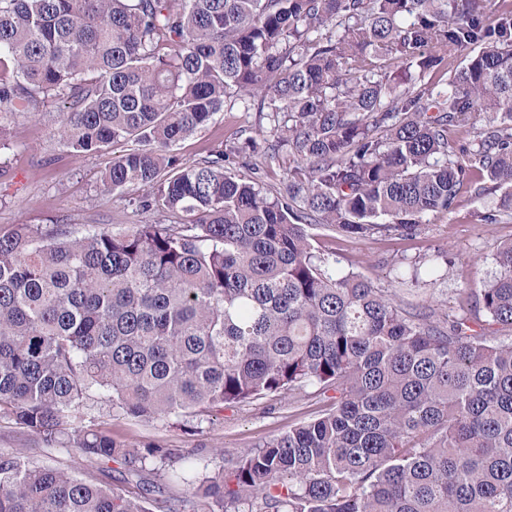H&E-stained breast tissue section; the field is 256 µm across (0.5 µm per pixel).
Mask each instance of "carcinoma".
Returning a JSON list of instances; mask_svg holds the SVG:
<instances>
[{
  "label": "carcinoma",
  "instance_id": "obj_1",
  "mask_svg": "<svg viewBox=\"0 0 512 512\" xmlns=\"http://www.w3.org/2000/svg\"><path fill=\"white\" fill-rule=\"evenodd\" d=\"M497 0H0V148L18 112H61L74 153L113 158L137 224L70 237L0 231V415L86 456L78 476L0 455V512H512V241L471 289L486 317L406 310L313 252L310 229L415 233L473 175L512 215V16ZM443 83L398 89L405 71ZM233 97L283 115L292 156L270 195L224 169L235 147L173 153ZM471 125L455 145L448 130ZM302 206H297V202ZM309 386L315 418L209 476L180 448L64 431L106 394L120 415L201 428L215 414ZM132 489L108 486V464ZM182 482L155 495L143 475Z\"/></svg>",
  "mask_w": 512,
  "mask_h": 512
}]
</instances>
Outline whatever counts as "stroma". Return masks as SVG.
<instances>
[{
  "label": "stroma",
  "instance_id": "obj_1",
  "mask_svg": "<svg viewBox=\"0 0 512 512\" xmlns=\"http://www.w3.org/2000/svg\"><path fill=\"white\" fill-rule=\"evenodd\" d=\"M58 113L20 112L9 128L6 149L0 150V229L18 224H61L75 236L105 228L126 231L134 225L168 223L169 218L145 213L137 206V190L123 194L102 191L101 180L123 145L77 156L58 139ZM275 121L268 112H257L252 102L239 100L218 113L205 128L179 142L175 152L185 164H194L224 149L228 143L242 148L230 172L277 191L288 170L286 151L268 155L247 148L248 139L276 136ZM497 192L475 196L462 188L452 212L428 214L415 235L376 234L351 239L317 228L312 246L339 272H356L385 289L404 306L437 302L446 312L478 320L469 287L492 278L497 270L500 245L512 240V215L497 210ZM494 222H487V215ZM451 258L448 273L438 281L403 282L400 273L408 264L437 254ZM325 407L320 398L305 391L292 396L267 397L227 410L203 423L201 430H184L170 422L138 421L117 415L104 399L86 401L77 411L76 425L107 428L132 448L156 441L182 448L197 458L207 473L224 468L227 459L254 448L259 442L308 421ZM0 453L31 457L66 470L83 469L79 449L63 445L46 447L30 432L0 416Z\"/></svg>",
  "mask_w": 512,
  "mask_h": 512
}]
</instances>
